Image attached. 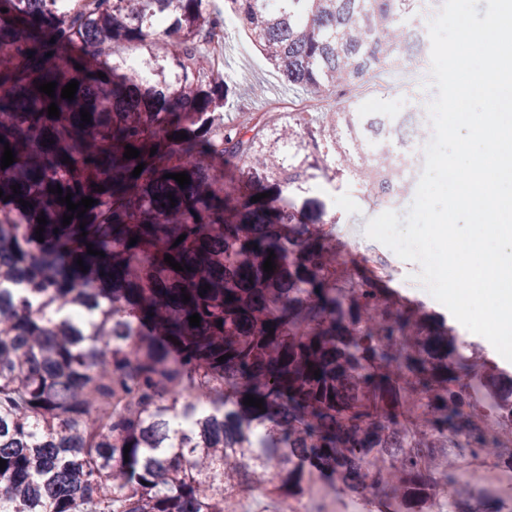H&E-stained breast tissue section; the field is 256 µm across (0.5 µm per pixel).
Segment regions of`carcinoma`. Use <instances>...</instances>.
I'll return each instance as SVG.
<instances>
[{
	"instance_id": "cac0c4a2",
	"label": "carcinoma",
	"mask_w": 512,
	"mask_h": 512,
	"mask_svg": "<svg viewBox=\"0 0 512 512\" xmlns=\"http://www.w3.org/2000/svg\"><path fill=\"white\" fill-rule=\"evenodd\" d=\"M2 8L0 154L9 143L15 162L0 168V512H226L245 495L297 496L321 473L354 501L384 488L387 512H429L453 477L425 461L450 437L485 454L489 419L512 427V369L341 253L320 190L352 178L379 205L400 189L376 147L388 117L346 88L405 59L409 0ZM226 14L309 101L340 94L343 105L316 123L301 112L224 122L235 83L202 44ZM109 51L137 58L148 79L115 62L98 77ZM43 82L57 83L54 97ZM127 145L140 156L124 158ZM219 159L244 166L237 184H224ZM181 172L184 188L166 177ZM56 186L97 204L64 226ZM65 308L97 318H56ZM450 507L503 512L504 499L455 488Z\"/></svg>"
}]
</instances>
